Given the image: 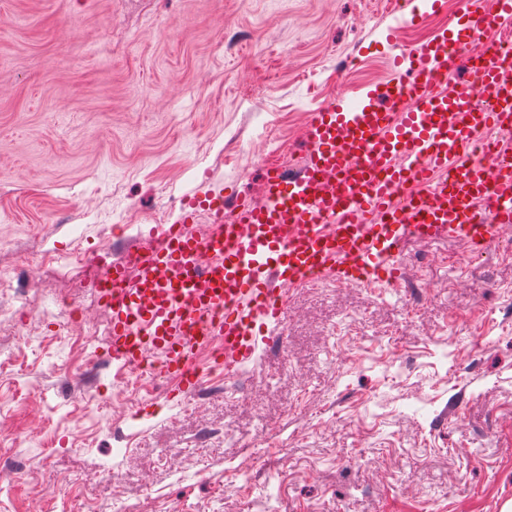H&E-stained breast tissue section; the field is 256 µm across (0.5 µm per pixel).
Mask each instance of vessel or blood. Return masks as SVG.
<instances>
[{
	"instance_id": "vessel-or-blood-1",
	"label": "vessel or blood",
	"mask_w": 512,
	"mask_h": 512,
	"mask_svg": "<svg viewBox=\"0 0 512 512\" xmlns=\"http://www.w3.org/2000/svg\"><path fill=\"white\" fill-rule=\"evenodd\" d=\"M511 15L512 0H463L446 31L392 57L385 83L346 88L312 113L305 161L268 173L263 203L244 199L227 215L218 193H194L178 223L156 225L136 266L113 260L91 282L112 313L113 366L136 369L158 352L165 399L180 406L203 385L200 350L219 347L228 378L256 359L284 324L289 288L329 272L397 287L411 239L485 250L512 226V150L487 160L472 144L512 131V42L471 64L470 86L449 92L440 78ZM201 203L213 226L197 234L188 226Z\"/></svg>"
}]
</instances>
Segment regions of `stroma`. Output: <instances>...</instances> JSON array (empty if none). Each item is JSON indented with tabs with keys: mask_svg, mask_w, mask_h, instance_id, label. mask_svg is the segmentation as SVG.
Wrapping results in <instances>:
<instances>
[{
	"mask_svg": "<svg viewBox=\"0 0 512 512\" xmlns=\"http://www.w3.org/2000/svg\"><path fill=\"white\" fill-rule=\"evenodd\" d=\"M394 23L381 0H0V451L25 463L0 512H512V229L407 242L397 288L289 289L280 347L143 414L151 377L130 398L94 367L112 313L56 264L148 245L173 196L262 200L314 110L389 78Z\"/></svg>",
	"mask_w": 512,
	"mask_h": 512,
	"instance_id": "obj_1",
	"label": "stroma"
}]
</instances>
